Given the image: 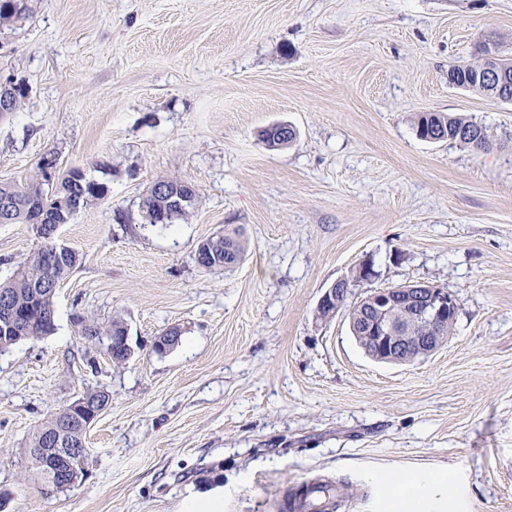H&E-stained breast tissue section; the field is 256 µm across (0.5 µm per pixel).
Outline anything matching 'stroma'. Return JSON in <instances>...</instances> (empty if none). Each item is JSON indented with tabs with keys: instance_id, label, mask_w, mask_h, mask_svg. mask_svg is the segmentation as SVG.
<instances>
[{
	"instance_id": "obj_1",
	"label": "stroma",
	"mask_w": 512,
	"mask_h": 512,
	"mask_svg": "<svg viewBox=\"0 0 512 512\" xmlns=\"http://www.w3.org/2000/svg\"><path fill=\"white\" fill-rule=\"evenodd\" d=\"M0 24V78L22 84L0 121V183L79 168L107 196L60 228L80 262L51 335L0 353V512H275L305 481H344L340 512H389L379 474L452 475L444 512H512V103L449 87L448 66L496 42L512 0H28ZM486 128L474 151L419 138L420 114ZM296 139L259 137L276 124ZM161 177L190 181L187 220L147 226ZM243 226L236 267L198 244ZM42 245L0 224V282ZM372 260L374 274L356 272ZM351 280L347 308L322 293ZM426 283L454 295L452 334L403 364L367 357L350 304ZM121 317L115 365L82 320ZM180 327L159 354L153 344ZM110 402L86 474L43 493L35 429L84 392ZM349 279H339L327 288L321 295L318 307L329 309L333 312H338L342 306L343 299L350 288Z\"/></svg>"
}]
</instances>
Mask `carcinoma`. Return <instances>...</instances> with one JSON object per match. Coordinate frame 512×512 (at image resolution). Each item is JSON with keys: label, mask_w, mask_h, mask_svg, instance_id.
<instances>
[{"label": "carcinoma", "mask_w": 512, "mask_h": 512, "mask_svg": "<svg viewBox=\"0 0 512 512\" xmlns=\"http://www.w3.org/2000/svg\"><path fill=\"white\" fill-rule=\"evenodd\" d=\"M24 11L23 0H0V20L3 22L20 18ZM427 127H437L443 132L472 128L479 131L478 136L456 138L454 142L477 151L490 147L487 130L468 120L441 113H428L419 117L417 133H422V130ZM41 193L50 197L53 203L50 207L53 214L50 224L60 226L70 223L76 212L105 198L107 187L102 182L87 179L81 171L76 177L71 173L63 176L49 188L45 187L41 176L32 177L20 185L0 183V204L5 201L12 204L5 223L34 225L43 223L38 205L31 206L28 202L31 195ZM141 209L145 223L152 226L164 225V222L157 220V216L163 210V201L161 197L154 194V189H149L142 199ZM37 235L43 240L41 248L19 267L9 281L0 283V295L7 296L18 310L27 312L21 332L0 331V352L8 350L22 340L47 336L54 330L56 288L79 262V254L69 249L65 252L63 266H50L46 261L45 252L56 245V236L46 229L38 230ZM203 244L201 251L210 255L212 263L224 268H233L238 265L243 260L247 249V239L239 228L208 238L203 241ZM125 334L126 325L119 318L112 319L106 325L92 323L83 327V336L92 342L104 336ZM68 420L67 411L60 410L43 423L29 440L28 448L32 467L40 474L45 486L49 489L52 488V484L49 475L40 466L38 449L44 447V438L48 431L66 424Z\"/></svg>", "instance_id": "cac0c4a2"}]
</instances>
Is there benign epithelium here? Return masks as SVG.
<instances>
[{
    "label": "benign epithelium",
    "instance_id": "1",
    "mask_svg": "<svg viewBox=\"0 0 512 512\" xmlns=\"http://www.w3.org/2000/svg\"><path fill=\"white\" fill-rule=\"evenodd\" d=\"M472 79L503 102H512V76L494 50L484 54L481 65L473 68ZM17 85L0 80V112L14 111ZM180 184L163 180L155 185L158 195L174 208L183 210L192 202L191 196L179 192ZM350 288V280L339 279L321 295L318 306L333 312L340 310ZM459 304L447 290L429 284L402 285L370 292L363 298L359 333L367 345V355L375 361L404 363L427 357L440 348L444 340L429 335L437 329H452ZM416 353L407 356L406 349ZM69 424L85 430L100 417L103 409L80 398L68 405ZM44 458L51 459L55 480L62 487H71L87 472L88 453L74 448L57 430L47 437Z\"/></svg>",
    "mask_w": 512,
    "mask_h": 512
}]
</instances>
